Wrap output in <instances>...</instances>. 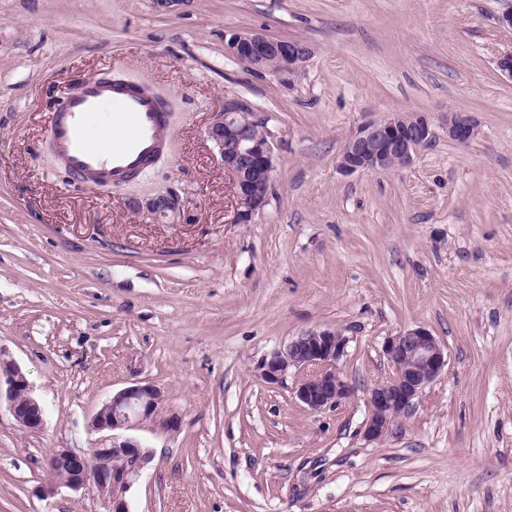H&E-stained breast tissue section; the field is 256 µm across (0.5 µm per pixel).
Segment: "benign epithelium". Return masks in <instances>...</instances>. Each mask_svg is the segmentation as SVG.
<instances>
[{
    "instance_id": "7a95c632",
    "label": "benign epithelium",
    "mask_w": 512,
    "mask_h": 512,
    "mask_svg": "<svg viewBox=\"0 0 512 512\" xmlns=\"http://www.w3.org/2000/svg\"><path fill=\"white\" fill-rule=\"evenodd\" d=\"M224 42L227 57L275 75L298 71L313 52L308 43L273 39L255 31L232 30L224 35ZM478 135V124L470 113H448V139L467 144ZM207 136L219 148L224 171L232 179L236 223L246 224L266 204L276 170V134L269 127V117L236 97L226 96L213 113ZM433 136L423 115L393 112L369 119L345 143L339 168L345 173L386 171L394 156L405 166L417 148ZM346 347L347 338L336 330H308L273 350L259 366V376L275 384L294 375L297 400L319 411L349 394L339 371ZM383 351L394 373L368 390L370 413L365 436L371 441L386 438L423 390L448 367V352L422 327L389 337ZM3 401L21 427L32 432L43 428L44 410L31 395L26 374L0 355V403ZM162 404V392L148 383H135L113 394L89 422L91 431L104 434L106 444L87 453L74 448L54 449L47 460L48 478L40 486L41 494L53 496L62 486L74 492L93 491L106 505V512H129L125 494L152 460L149 449L129 431L154 420Z\"/></svg>"
}]
</instances>
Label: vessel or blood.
I'll use <instances>...</instances> for the list:
<instances>
[{
	"instance_id": "obj_1",
	"label": "vessel or blood",
	"mask_w": 512,
	"mask_h": 512,
	"mask_svg": "<svg viewBox=\"0 0 512 512\" xmlns=\"http://www.w3.org/2000/svg\"><path fill=\"white\" fill-rule=\"evenodd\" d=\"M107 101L112 104V139L102 149L89 142L86 127ZM167 128V109L147 88L92 77L56 104L47 135L57 162L78 181L121 185L163 153Z\"/></svg>"
}]
</instances>
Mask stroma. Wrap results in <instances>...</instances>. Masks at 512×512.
Listing matches in <instances>:
<instances>
[{
	"label": "stroma",
	"mask_w": 512,
	"mask_h": 512,
	"mask_svg": "<svg viewBox=\"0 0 512 512\" xmlns=\"http://www.w3.org/2000/svg\"><path fill=\"white\" fill-rule=\"evenodd\" d=\"M512 0H0V352L44 409L0 411V512H104L38 488L56 448L89 450L113 393L151 383L161 419L130 512H512ZM256 30L313 48L277 76L229 59ZM116 71L171 111L170 148L124 186L73 182L44 142L54 103ZM268 113L266 206L234 221L206 128L225 96ZM464 110L480 134L448 138ZM427 117L405 167L344 174L365 120ZM174 203L155 208L159 195ZM422 326L448 367L384 440L367 391L387 337ZM311 329L348 339L350 387L314 412L258 366ZM177 417L169 432L162 418Z\"/></svg>",
	"instance_id": "35a3bbf8"
}]
</instances>
